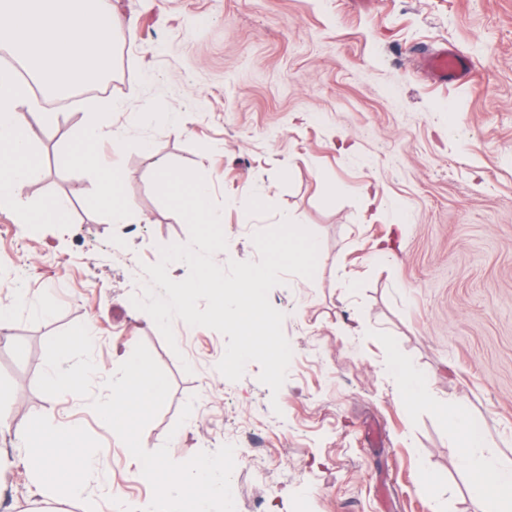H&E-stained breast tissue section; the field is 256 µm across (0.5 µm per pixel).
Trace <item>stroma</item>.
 Wrapping results in <instances>:
<instances>
[{
	"mask_svg": "<svg viewBox=\"0 0 512 512\" xmlns=\"http://www.w3.org/2000/svg\"><path fill=\"white\" fill-rule=\"evenodd\" d=\"M121 24L102 92L124 102L120 161L130 206L109 224L95 181L65 169L89 93L28 117L41 172L25 190L37 208L71 198L63 224L16 222L0 210V301L20 298L0 335V512H119L150 504L152 488L88 400L42 394L47 339L81 323L92 357L116 372L125 345L144 343L171 390L144 429V447L216 451L242 431L262 457L231 475L236 512H476L441 408L457 402L512 465V0H112ZM473 64L470 81L435 83L421 56L442 46ZM152 112L127 126L128 113ZM181 113L172 132L164 113ZM209 170L224 214L228 261H258L255 232L289 215L318 239L315 275L269 293L284 315L292 359L279 393L251 362L235 382L217 369L227 339L182 320L168 346L131 302L162 246L189 240L156 194L146 156ZM263 207L244 214L253 190ZM367 197L360 206L359 197ZM391 241L390 262L372 254ZM356 334H348L351 326ZM398 353L429 374L426 401L405 406L383 370ZM194 408L179 416L186 402ZM76 426L105 470L86 496L41 487L16 425ZM121 503V504H122Z\"/></svg>",
	"mask_w": 512,
	"mask_h": 512,
	"instance_id": "stroma-1",
	"label": "stroma"
}]
</instances>
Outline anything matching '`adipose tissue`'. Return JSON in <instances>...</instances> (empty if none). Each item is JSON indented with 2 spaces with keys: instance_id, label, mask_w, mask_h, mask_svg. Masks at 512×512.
I'll return each instance as SVG.
<instances>
[{
  "instance_id": "adipose-tissue-1",
  "label": "adipose tissue",
  "mask_w": 512,
  "mask_h": 512,
  "mask_svg": "<svg viewBox=\"0 0 512 512\" xmlns=\"http://www.w3.org/2000/svg\"><path fill=\"white\" fill-rule=\"evenodd\" d=\"M114 42L112 0H0V48L10 50L16 59L15 64L0 66V208L12 209L18 223L55 224L70 209L69 198L59 195L42 201L34 213L23 203L38 169L28 114L41 113L44 124L53 125L56 115L44 109L43 98L67 96L75 85L102 80L112 66ZM121 108L120 101L108 98L90 104L75 147L57 158L61 167H85L95 173L101 207L108 222L115 224L129 217L119 162L125 130L103 117ZM103 141L112 146L113 157L107 162L95 155ZM384 370L407 405L422 402L428 378L415 364L391 355ZM445 415L458 460L474 478L480 512H512V466L500 463L472 416L452 403ZM19 437L39 452L40 484L54 487L64 499H82L84 475L105 467L94 449L73 451L79 433L72 426L50 421L21 429Z\"/></svg>"
}]
</instances>
